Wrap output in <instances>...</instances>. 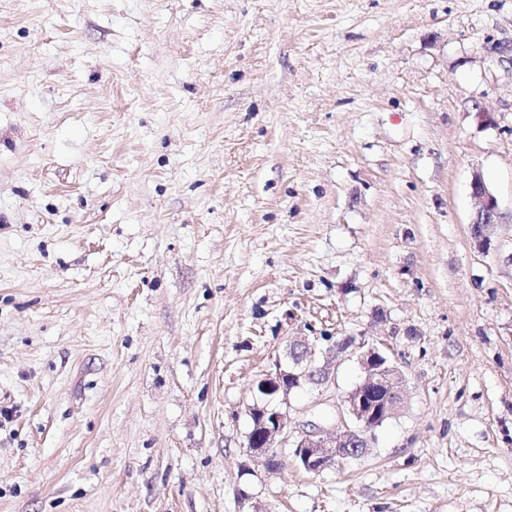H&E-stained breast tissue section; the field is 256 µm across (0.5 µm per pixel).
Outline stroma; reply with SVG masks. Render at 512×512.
<instances>
[{
    "label": "stroma",
    "mask_w": 512,
    "mask_h": 512,
    "mask_svg": "<svg viewBox=\"0 0 512 512\" xmlns=\"http://www.w3.org/2000/svg\"><path fill=\"white\" fill-rule=\"evenodd\" d=\"M296 336L295 430L404 377L317 475L243 447ZM1 409L0 512H512V0H0ZM470 193L477 204L470 222L471 236L482 252H488L491 245L487 234L488 228L500 224L502 219L498 199L479 170L472 175Z\"/></svg>",
    "instance_id": "35a3bbf8"
}]
</instances>
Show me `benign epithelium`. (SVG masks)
Instances as JSON below:
<instances>
[{
  "mask_svg": "<svg viewBox=\"0 0 512 512\" xmlns=\"http://www.w3.org/2000/svg\"><path fill=\"white\" fill-rule=\"evenodd\" d=\"M470 193L477 204L471 236L479 249L487 252L491 245L488 228L502 219L498 199L479 170L472 175ZM349 346L357 353L364 377L342 398L334 423L315 432L288 433V396L303 385L328 384L336 373V355L322 360L312 343L293 340L286 349L287 364L276 363L275 372L258 380L260 398L249 407L245 448L266 469L273 471L282 466L275 446L278 438L292 448L295 465L313 475L340 459L363 456L370 448L366 432L397 413L402 401L398 368L373 344L350 340L341 344V349Z\"/></svg>",
  "mask_w": 512,
  "mask_h": 512,
  "instance_id": "obj_1",
  "label": "benign epithelium"
}]
</instances>
